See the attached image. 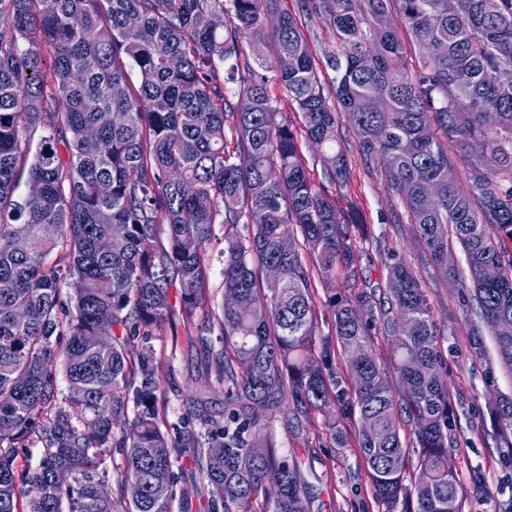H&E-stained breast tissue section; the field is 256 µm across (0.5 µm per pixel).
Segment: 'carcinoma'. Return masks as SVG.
<instances>
[{
    "label": "carcinoma",
    "instance_id": "carcinoma-1",
    "mask_svg": "<svg viewBox=\"0 0 512 512\" xmlns=\"http://www.w3.org/2000/svg\"><path fill=\"white\" fill-rule=\"evenodd\" d=\"M278 3L0 0V512H21L24 495L28 512H174L194 496L207 512H252L260 499L265 512H310L301 464L280 457L268 433L285 400L307 420L350 409L384 512H465L448 466L459 403L427 294L394 255L382 259L383 297L358 285L365 225L309 179L300 138L320 148L326 182L342 190L351 166L336 114L348 115L363 170L405 203L393 223L408 225L423 264L461 297L471 356L494 388L485 337L512 370V334L499 332L512 319V0H299L296 15ZM392 14L416 38L413 63L386 24ZM315 16L336 43L320 57L304 34ZM270 72L295 118L274 122ZM377 98L387 111H375ZM217 226L232 301L215 310L206 245ZM163 227L169 250L158 254ZM456 245L463 267L448 265ZM175 278L183 324L216 335L205 362L213 394H224V415L199 403L202 431L179 441L159 412L163 363L145 342L166 323ZM319 285L330 339L316 333ZM337 358L354 386L341 384ZM487 412L511 468L512 394ZM325 427L347 447L338 422ZM32 441L44 455L26 478L15 461ZM112 447L126 449L115 489ZM178 448L193 449L199 476L181 489ZM61 470L69 483H57Z\"/></svg>",
    "mask_w": 512,
    "mask_h": 512
}]
</instances>
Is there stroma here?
I'll return each mask as SVG.
<instances>
[{
    "instance_id": "obj_1",
    "label": "stroma",
    "mask_w": 512,
    "mask_h": 512,
    "mask_svg": "<svg viewBox=\"0 0 512 512\" xmlns=\"http://www.w3.org/2000/svg\"><path fill=\"white\" fill-rule=\"evenodd\" d=\"M338 134L347 150L352 172L350 184L339 196L340 206L355 204L367 224L366 236L357 245L355 260L367 287L384 289L386 271L381 262L393 252L406 259L422 280L429 302L440 323L445 340L442 354L448 365V383L459 394L464 410L460 425L464 431L461 452L454 466L467 492L468 512H493L491 493H512V474L505 472L495 444L480 419L486 412L489 393L483 381V367L469 355V325L465 322L455 291L432 278L421 262V248L409 231H397L387 224L392 210L402 209L398 195L381 176L366 175L361 166L358 138L347 116L338 119ZM178 314H171L165 330L154 332L149 343L167 366L162 373L164 391L162 415L171 435L195 429L192 410L199 398L209 393L210 381L199 350L183 336ZM323 414L313 421L295 419L287 406H280L272 424L281 453L298 457L313 497L312 512H382L366 476L355 444L334 447L327 435ZM479 470L483 484L474 486L472 470Z\"/></svg>"
}]
</instances>
